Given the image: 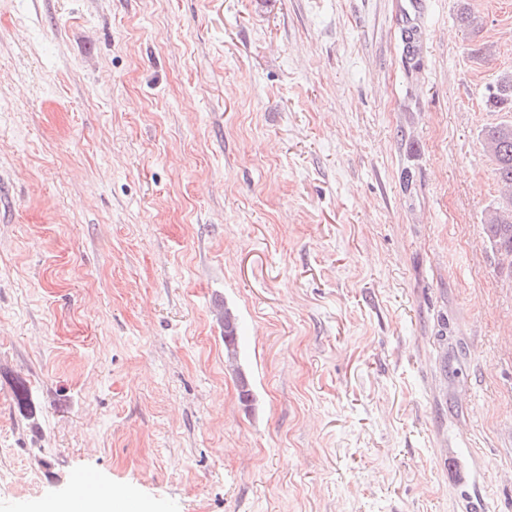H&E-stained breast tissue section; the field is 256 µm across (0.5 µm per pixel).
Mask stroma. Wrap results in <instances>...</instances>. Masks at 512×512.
Returning a JSON list of instances; mask_svg holds the SVG:
<instances>
[{
	"mask_svg": "<svg viewBox=\"0 0 512 512\" xmlns=\"http://www.w3.org/2000/svg\"><path fill=\"white\" fill-rule=\"evenodd\" d=\"M408 6L0 0V512H512V0ZM491 89L487 101L492 106L503 108L509 105L512 109V71L501 73ZM482 141L485 152L494 163L497 182L510 191V209L507 212L499 207L488 209L484 230L491 249L511 258L512 265V121L486 127ZM238 338V318L230 308H224V347L231 358H236ZM104 494H90L93 488L92 481L87 476H79L72 479L70 483L71 496L75 501L85 500L79 504H68L63 506L58 512H121L119 504L124 499L122 490L112 486L104 485Z\"/></svg>",
	"mask_w": 512,
	"mask_h": 512,
	"instance_id": "stroma-1",
	"label": "stroma"
}]
</instances>
